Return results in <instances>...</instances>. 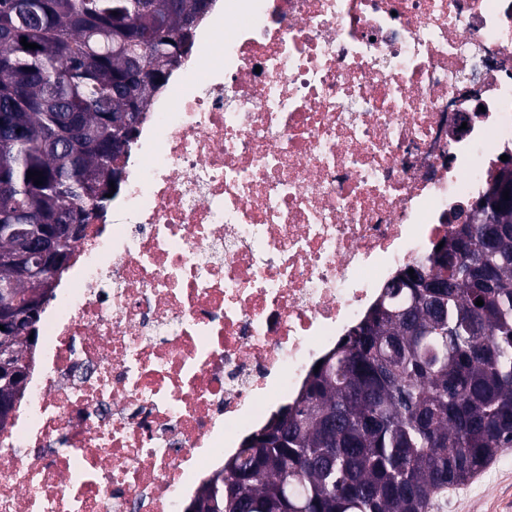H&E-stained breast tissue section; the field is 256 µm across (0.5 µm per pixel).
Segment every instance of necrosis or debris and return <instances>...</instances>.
<instances>
[{
	"label": "necrosis or debris",
	"mask_w": 512,
	"mask_h": 512,
	"mask_svg": "<svg viewBox=\"0 0 512 512\" xmlns=\"http://www.w3.org/2000/svg\"><path fill=\"white\" fill-rule=\"evenodd\" d=\"M512 148V0H215L73 243L0 512H186Z\"/></svg>",
	"instance_id": "necrosis-or-debris-1"
}]
</instances>
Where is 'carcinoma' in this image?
Listing matches in <instances>:
<instances>
[{
	"instance_id": "1",
	"label": "carcinoma",
	"mask_w": 512,
	"mask_h": 512,
	"mask_svg": "<svg viewBox=\"0 0 512 512\" xmlns=\"http://www.w3.org/2000/svg\"><path fill=\"white\" fill-rule=\"evenodd\" d=\"M202 0H0V301L24 314L45 280L17 279L3 258L15 246L7 224L100 207L128 152L112 151V121L144 117L166 81L170 44L191 41L188 20ZM39 45L24 49L21 38ZM43 174V184L26 178ZM477 222L486 244L463 227L411 266L446 288H403L401 272L366 317L281 406L288 436H272L224 459L194 501L210 512H431L448 488L469 482L512 446V205H488ZM483 305H475L477 299ZM26 325L0 330L14 368L0 398L23 389Z\"/></svg>"
}]
</instances>
